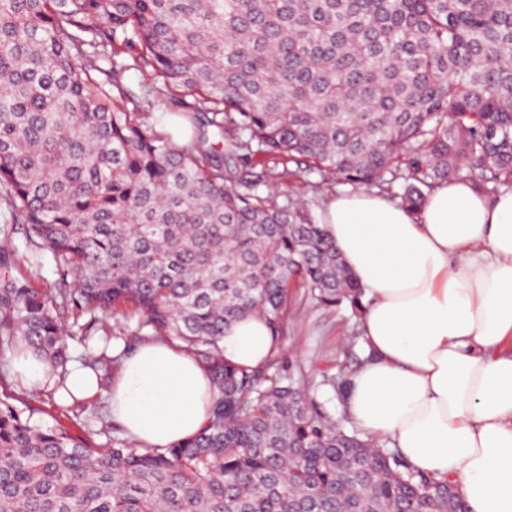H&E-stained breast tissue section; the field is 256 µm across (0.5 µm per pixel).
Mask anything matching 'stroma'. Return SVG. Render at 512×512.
<instances>
[{"label":"stroma","mask_w":512,"mask_h":512,"mask_svg":"<svg viewBox=\"0 0 512 512\" xmlns=\"http://www.w3.org/2000/svg\"><path fill=\"white\" fill-rule=\"evenodd\" d=\"M278 189L289 200H303L314 215H321L327 200L343 192L342 184L319 183L317 175L303 168H291ZM7 225L11 243L10 262L14 274L25 277L38 288L54 287L59 280L52 253L33 242L26 225L10 220L4 199L0 198V225ZM360 315L348 308L340 310L317 306L302 289H294L279 346V369L290 375L303 369L310 380V391L325 412L343 417L345 391L342 382L351 369L361 365L364 351L355 335ZM9 348L0 347V387L6 388L19 408H30L35 423L53 426L88 440L93 446L112 445V423L107 418L104 397H97L88 412L77 406H60L50 391L25 387L15 374Z\"/></svg>","instance_id":"1"}]
</instances>
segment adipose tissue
Masks as SVG:
<instances>
[{
    "instance_id": "1",
    "label": "adipose tissue",
    "mask_w": 512,
    "mask_h": 512,
    "mask_svg": "<svg viewBox=\"0 0 512 512\" xmlns=\"http://www.w3.org/2000/svg\"><path fill=\"white\" fill-rule=\"evenodd\" d=\"M323 228L364 290L367 360L349 380V419L414 470L452 482L467 512H512V190L489 196L452 179L415 214L346 192L327 203ZM222 346L243 367L274 348L256 316L232 322ZM12 361L24 385L63 402L98 392L85 356L62 371L30 352ZM212 394L192 355L149 341L124 357L109 410L143 444L165 447L204 427Z\"/></svg>"
}]
</instances>
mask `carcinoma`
I'll use <instances>...</instances> for the list:
<instances>
[{
  "mask_svg": "<svg viewBox=\"0 0 512 512\" xmlns=\"http://www.w3.org/2000/svg\"><path fill=\"white\" fill-rule=\"evenodd\" d=\"M123 55L149 81L140 97ZM145 107L198 135L175 143ZM271 159L282 169L239 174ZM290 163L323 183L401 182L413 212L463 174L512 187V0H0V186L60 269L35 288L0 246V345L60 368L64 311L113 315V341L178 342L215 390L205 427L165 448H92L0 400V512H465L275 354L224 361L241 316L280 342L292 288L362 309L321 225L259 193Z\"/></svg>",
  "mask_w": 512,
  "mask_h": 512,
  "instance_id": "cac0c4a2",
  "label": "carcinoma"
}]
</instances>
